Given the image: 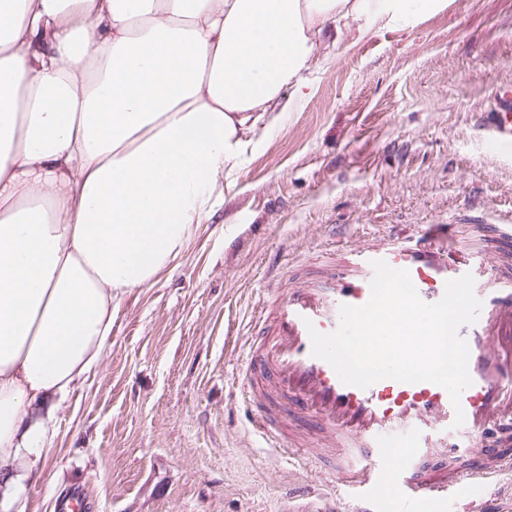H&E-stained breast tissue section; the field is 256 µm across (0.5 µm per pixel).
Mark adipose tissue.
Instances as JSON below:
<instances>
[{
	"mask_svg": "<svg viewBox=\"0 0 512 512\" xmlns=\"http://www.w3.org/2000/svg\"><path fill=\"white\" fill-rule=\"evenodd\" d=\"M446 0H0V512L49 463L119 300L156 284L254 143L314 92L327 30Z\"/></svg>",
	"mask_w": 512,
	"mask_h": 512,
	"instance_id": "ef3b65f1",
	"label": "adipose tissue"
}]
</instances>
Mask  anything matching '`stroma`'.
Returning a JSON list of instances; mask_svg holds the SVG:
<instances>
[{
  "mask_svg": "<svg viewBox=\"0 0 512 512\" xmlns=\"http://www.w3.org/2000/svg\"><path fill=\"white\" fill-rule=\"evenodd\" d=\"M512 89V0H448L405 31L343 40L312 96L257 130L235 185L171 272L119 302L100 366L62 402L26 512L81 492L92 512H287L313 460L265 448L240 412L235 350L274 271L403 224L512 218V155L487 146ZM512 512V471L462 497Z\"/></svg>",
  "mask_w": 512,
  "mask_h": 512,
  "instance_id": "1",
  "label": "stroma"
}]
</instances>
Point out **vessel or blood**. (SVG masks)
I'll return each instance as SVG.
<instances>
[{
    "label": "vessel or blood",
    "instance_id": "obj_1",
    "mask_svg": "<svg viewBox=\"0 0 512 512\" xmlns=\"http://www.w3.org/2000/svg\"><path fill=\"white\" fill-rule=\"evenodd\" d=\"M490 148L512 153V91L496 99L489 116ZM460 235L454 224H422L408 238L389 234L370 242L312 258L311 277L266 296L258 311L259 332L245 343L243 403L251 425L274 451L312 455V437L330 436V448L343 449L339 468L351 502L337 497L327 506L291 507L289 512H375L368 491L389 478L402 494L403 512L416 500H440L463 483L492 484L512 467V447L488 438L489 429L512 432V224H499L494 236L472 224ZM494 249L498 265L486 271L484 256ZM385 261L408 271L421 299L441 300L448 281L472 275L482 302L477 321L459 327L469 348L472 379L459 404L443 387L390 378L367 388L343 384L335 370L311 354L310 329L322 333L339 325L341 305L361 306L371 296L373 264ZM465 420L455 425L456 411ZM462 440L492 466L476 465L448 474L419 472L431 449L454 451Z\"/></svg>",
    "mask_w": 512,
    "mask_h": 512
}]
</instances>
